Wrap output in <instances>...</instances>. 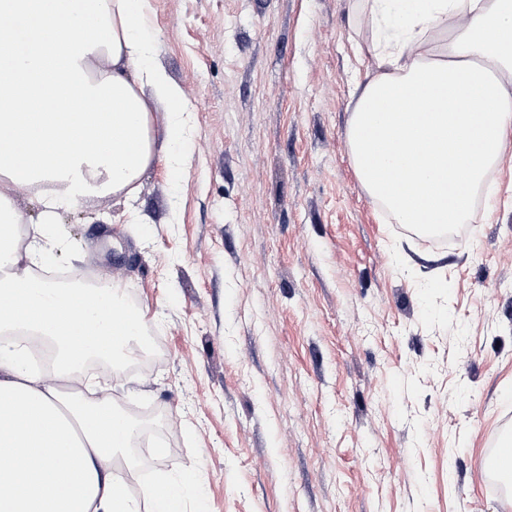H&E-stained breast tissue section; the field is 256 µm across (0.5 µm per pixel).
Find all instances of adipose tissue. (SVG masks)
Segmentation results:
<instances>
[{
    "label": "adipose tissue",
    "mask_w": 512,
    "mask_h": 512,
    "mask_svg": "<svg viewBox=\"0 0 512 512\" xmlns=\"http://www.w3.org/2000/svg\"><path fill=\"white\" fill-rule=\"evenodd\" d=\"M358 8L375 64L347 133L363 187L397 224L469 222L512 139V0ZM154 41L149 0H0V512H184L199 487L189 473L130 492L119 455L138 426L82 366L132 351L145 320L112 282L43 275L70 247L60 212L105 192L133 199L187 138ZM22 193L41 206L23 241Z\"/></svg>",
    "instance_id": "obj_1"
}]
</instances>
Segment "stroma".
Segmentation results:
<instances>
[{
    "mask_svg": "<svg viewBox=\"0 0 512 512\" xmlns=\"http://www.w3.org/2000/svg\"><path fill=\"white\" fill-rule=\"evenodd\" d=\"M150 6L183 162L58 218L63 270L110 279L151 338L109 382L169 449L132 445V491L194 470L206 512H506L483 459L512 434V143L496 204L433 241L354 169L355 0Z\"/></svg>",
    "mask_w": 512,
    "mask_h": 512,
    "instance_id": "stroma-1",
    "label": "stroma"
}]
</instances>
